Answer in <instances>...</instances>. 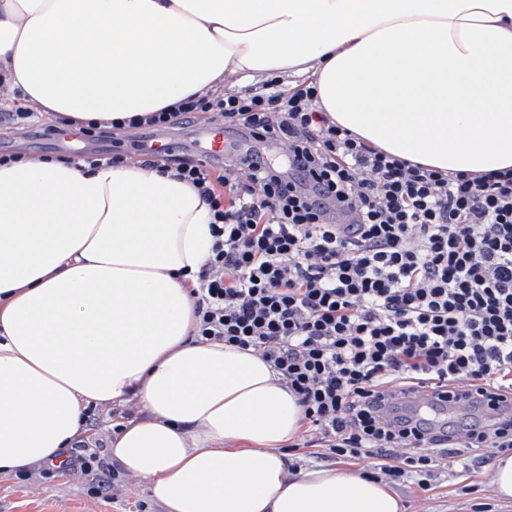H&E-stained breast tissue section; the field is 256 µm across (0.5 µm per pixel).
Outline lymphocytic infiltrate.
I'll use <instances>...</instances> for the list:
<instances>
[{
  "label": "lymphocytic infiltrate",
  "instance_id": "lymphocytic-infiltrate-1",
  "mask_svg": "<svg viewBox=\"0 0 512 512\" xmlns=\"http://www.w3.org/2000/svg\"><path fill=\"white\" fill-rule=\"evenodd\" d=\"M201 119L252 146L175 166L212 213L190 291L197 336L271 364L322 458L370 459L428 491L511 452L512 419L381 401L429 384L512 397V171L445 174L387 154L331 121L309 80L189 97L124 127ZM64 455L96 473L93 494L118 491L102 442Z\"/></svg>",
  "mask_w": 512,
  "mask_h": 512
}]
</instances>
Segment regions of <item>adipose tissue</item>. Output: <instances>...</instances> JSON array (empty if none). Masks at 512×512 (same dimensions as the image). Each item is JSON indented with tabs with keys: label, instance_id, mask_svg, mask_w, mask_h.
Masks as SVG:
<instances>
[{
	"label": "adipose tissue",
	"instance_id": "obj_1",
	"mask_svg": "<svg viewBox=\"0 0 512 512\" xmlns=\"http://www.w3.org/2000/svg\"><path fill=\"white\" fill-rule=\"evenodd\" d=\"M310 75L333 122L450 173L512 168V0H0V89L76 124ZM211 212L175 169L0 166V474L136 403L109 460L164 512H401L383 480L291 471L303 414L257 354L194 334Z\"/></svg>",
	"mask_w": 512,
	"mask_h": 512
}]
</instances>
